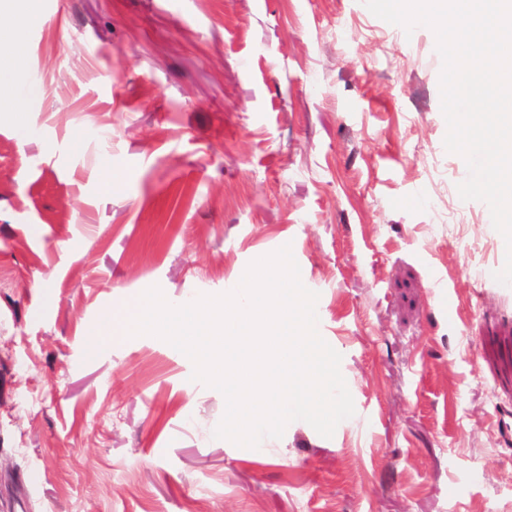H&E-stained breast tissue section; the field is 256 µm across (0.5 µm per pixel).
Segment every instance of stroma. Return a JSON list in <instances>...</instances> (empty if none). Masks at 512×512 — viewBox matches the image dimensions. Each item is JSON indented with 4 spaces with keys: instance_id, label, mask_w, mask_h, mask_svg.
<instances>
[{
    "instance_id": "obj_1",
    "label": "stroma",
    "mask_w": 512,
    "mask_h": 512,
    "mask_svg": "<svg viewBox=\"0 0 512 512\" xmlns=\"http://www.w3.org/2000/svg\"><path fill=\"white\" fill-rule=\"evenodd\" d=\"M23 40L0 87V512H512L505 240L458 193L429 27L362 0H36ZM285 245L354 401L332 437L236 446L185 354L94 345L148 288L223 294Z\"/></svg>"
}]
</instances>
